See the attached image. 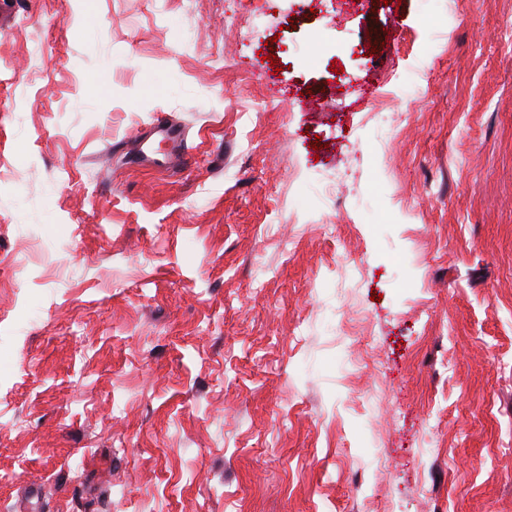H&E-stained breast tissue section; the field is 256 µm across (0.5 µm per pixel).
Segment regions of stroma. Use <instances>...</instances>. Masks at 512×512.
Here are the masks:
<instances>
[{
  "label": "stroma",
  "instance_id": "1",
  "mask_svg": "<svg viewBox=\"0 0 512 512\" xmlns=\"http://www.w3.org/2000/svg\"><path fill=\"white\" fill-rule=\"evenodd\" d=\"M337 5L0 0V512H512V0Z\"/></svg>",
  "mask_w": 512,
  "mask_h": 512
}]
</instances>
